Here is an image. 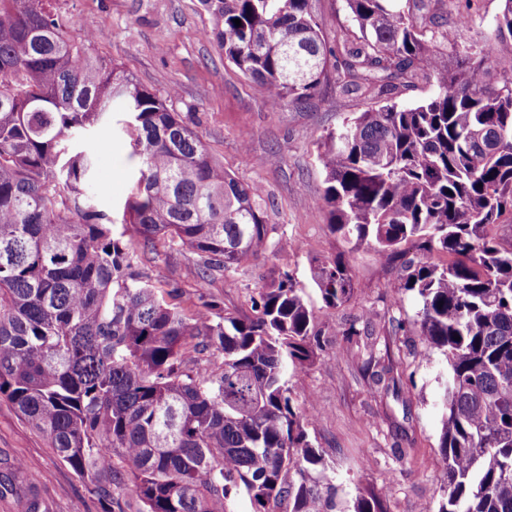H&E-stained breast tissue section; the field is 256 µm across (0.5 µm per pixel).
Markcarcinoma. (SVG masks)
Returning <instances> with one entry per match:
<instances>
[{"label": "carcinoma", "mask_w": 512, "mask_h": 512, "mask_svg": "<svg viewBox=\"0 0 512 512\" xmlns=\"http://www.w3.org/2000/svg\"><path fill=\"white\" fill-rule=\"evenodd\" d=\"M345 2L356 31L334 43L311 0H201L214 20L204 36L274 109L308 105L331 76L374 103L317 140L328 226L405 258L397 293L419 299L421 355L447 361L438 512H512V245L491 234L512 212V0L469 45L474 0ZM95 43L60 0H0V395L103 512H128L131 497L137 512H227L238 493L250 512H336L335 487L305 477L323 458L288 386V365L311 361L322 336L292 276L257 289L250 317L212 298L187 316L113 229L193 251L204 288L268 251L264 191L224 171L172 93ZM419 79L432 97L393 101ZM115 103L138 166L120 220L98 206L93 148ZM436 252L454 260L439 266ZM313 282L331 315L353 291L340 258L318 262ZM205 350L223 358L212 379L194 371ZM366 374L375 397L399 379L373 356ZM354 512L386 509L370 492Z\"/></svg>", "instance_id": "1"}]
</instances>
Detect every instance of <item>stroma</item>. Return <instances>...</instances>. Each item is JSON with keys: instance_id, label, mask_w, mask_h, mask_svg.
<instances>
[{"instance_id": "obj_1", "label": "stroma", "mask_w": 512, "mask_h": 512, "mask_svg": "<svg viewBox=\"0 0 512 512\" xmlns=\"http://www.w3.org/2000/svg\"><path fill=\"white\" fill-rule=\"evenodd\" d=\"M75 24L92 20L106 33L97 52L115 61L141 84L171 92L170 105L196 130L212 156L242 184L260 185L270 200L265 210L269 242L294 247L266 255L241 268L213 274L200 288L198 256L167 240L135 237L133 264L156 287L176 290V304L192 314L209 295L225 312L252 316L257 287L279 272L292 274L315 322L322 346L313 363L288 373L297 401L312 399L316 410L306 426L323 465L307 474L327 475L336 489V512H353L360 493L382 494L387 512H437L444 496L445 467L438 453L441 430L439 393L448 374L444 358L410 354L395 339V321H413L420 308L414 293L395 294L399 262H386L367 244L356 245L330 233L323 209V175L314 142L366 103L340 94L334 82L322 85L306 107L271 109L260 88L226 63L213 41L202 38L212 17L200 0H65ZM97 151L99 203L117 209L129 192L133 164L122 132L100 138ZM278 163H267L271 153ZM341 258L353 294L327 316L312 280L316 259ZM373 310L377 355L398 365L397 389L372 397L362 366L364 337L345 339L336 328ZM43 475L38 494L48 512H102L89 483L21 420L11 401L0 396V512H26L20 485L25 474Z\"/></svg>"}]
</instances>
